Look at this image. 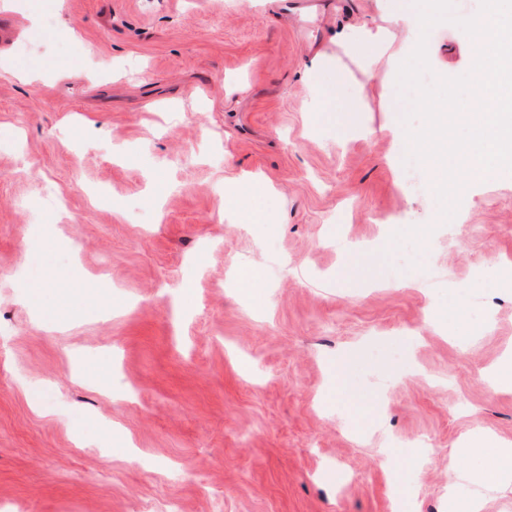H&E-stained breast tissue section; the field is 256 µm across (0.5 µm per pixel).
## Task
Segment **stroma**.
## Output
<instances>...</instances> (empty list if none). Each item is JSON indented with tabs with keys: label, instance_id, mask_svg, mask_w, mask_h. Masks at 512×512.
Instances as JSON below:
<instances>
[{
	"label": "stroma",
	"instance_id": "obj_1",
	"mask_svg": "<svg viewBox=\"0 0 512 512\" xmlns=\"http://www.w3.org/2000/svg\"><path fill=\"white\" fill-rule=\"evenodd\" d=\"M53 3L0 0V512H396L404 462L411 512H448L460 439L512 441L482 377L512 348L487 272L512 264V181L465 178L454 221L433 163L405 189L397 72L333 41L378 0ZM428 40L432 75L467 73L462 29ZM340 233L371 247L357 272Z\"/></svg>",
	"mask_w": 512,
	"mask_h": 512
}]
</instances>
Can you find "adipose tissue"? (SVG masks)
<instances>
[{
  "label": "adipose tissue",
  "mask_w": 512,
  "mask_h": 512,
  "mask_svg": "<svg viewBox=\"0 0 512 512\" xmlns=\"http://www.w3.org/2000/svg\"><path fill=\"white\" fill-rule=\"evenodd\" d=\"M444 21L443 11L432 0H390L379 21L347 26L340 43L364 45L376 58L391 54L394 65L406 73L415 59L427 56L428 30ZM462 450L474 459L475 465L467 471L449 469L448 509L449 512H480L483 494L505 479H512V443L478 433L463 439ZM462 485L470 489L464 499L458 495Z\"/></svg>",
  "instance_id": "obj_1"
}]
</instances>
